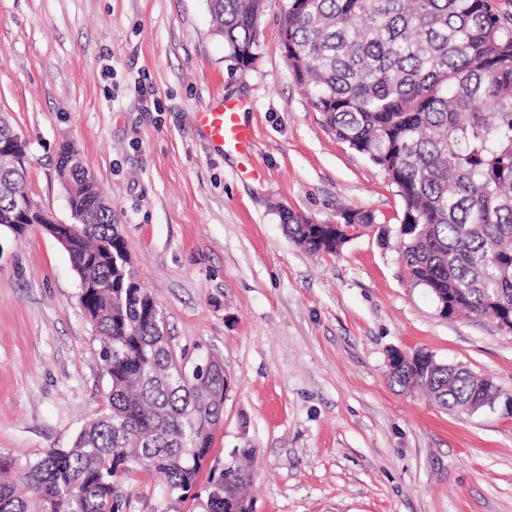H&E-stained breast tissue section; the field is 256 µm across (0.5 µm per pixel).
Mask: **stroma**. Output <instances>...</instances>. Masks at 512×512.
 Instances as JSON below:
<instances>
[{
	"mask_svg": "<svg viewBox=\"0 0 512 512\" xmlns=\"http://www.w3.org/2000/svg\"><path fill=\"white\" fill-rule=\"evenodd\" d=\"M288 0H264L258 57L227 61L207 0H0V113L30 143L27 191L73 218L56 173L78 146L188 364L223 360L229 385L209 459L255 448L254 512H512V335L442 315L411 287L401 200L336 140L289 72ZM230 100L250 160L210 145L197 114ZM316 223L375 214L338 255L286 235L279 206ZM64 248L0 229V458L71 447L107 404L96 332ZM423 350L500 391L460 412L389 379V350ZM125 512H201L138 477Z\"/></svg>",
	"mask_w": 512,
	"mask_h": 512,
	"instance_id": "1",
	"label": "stroma"
}]
</instances>
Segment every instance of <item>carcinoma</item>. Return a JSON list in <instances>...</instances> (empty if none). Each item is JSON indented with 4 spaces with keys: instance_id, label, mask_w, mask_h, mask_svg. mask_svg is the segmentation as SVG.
<instances>
[{
    "instance_id": "cac0c4a2",
    "label": "carcinoma",
    "mask_w": 512,
    "mask_h": 512,
    "mask_svg": "<svg viewBox=\"0 0 512 512\" xmlns=\"http://www.w3.org/2000/svg\"><path fill=\"white\" fill-rule=\"evenodd\" d=\"M238 68L257 59L263 0H207ZM281 39L288 68L337 139L384 171L402 202L397 239L411 286L437 305L512 318V16L488 0H288ZM14 130L0 114V227L28 202L26 160L12 158ZM69 206L81 235L68 251L74 269L100 252L95 287L81 305L95 319L108 380V408L73 446L17 465L0 480V512H123L139 474L160 477L170 496L196 497L213 430L224 418L228 377L203 361L189 368L160 346L170 335L150 291L123 264L128 247L100 203L96 176L66 143ZM343 233L285 209L288 237L313 254L339 253L374 214L346 210ZM389 378L425 387L445 409L469 411L489 380L418 351L390 350ZM235 448L209 470L203 512H253Z\"/></svg>"
}]
</instances>
